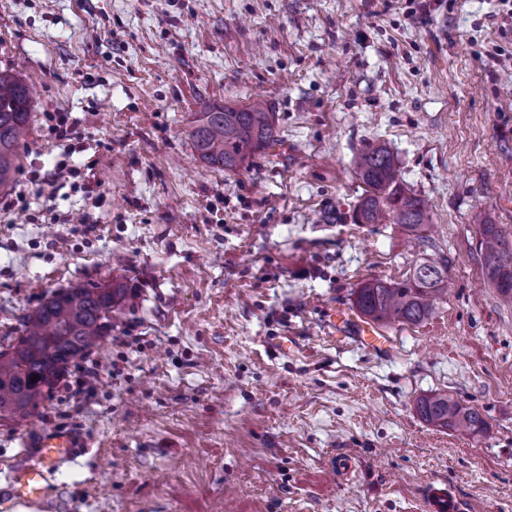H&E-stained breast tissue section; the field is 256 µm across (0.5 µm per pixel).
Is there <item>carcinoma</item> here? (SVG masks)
Returning a JSON list of instances; mask_svg holds the SVG:
<instances>
[{"label":"carcinoma","mask_w":512,"mask_h":512,"mask_svg":"<svg viewBox=\"0 0 512 512\" xmlns=\"http://www.w3.org/2000/svg\"><path fill=\"white\" fill-rule=\"evenodd\" d=\"M31 107L24 79L0 71V187L13 180L19 166L18 147L29 135ZM190 137L206 164L235 172L255 151L273 145L277 133L273 113L264 101L255 100L241 107L219 105L198 113ZM353 169L364 185L354 223L395 224L409 232L432 223L425 200L405 189L384 146L366 145L354 157ZM480 253L486 280L504 302L512 304V241L500 225H480ZM447 285L448 262L428 260L401 281L375 278L365 282L353 292V307L378 324L418 325L431 317ZM124 297L125 289L119 286L79 285L53 292L24 316L21 334L0 350V419L24 421L37 414L67 364L111 334L112 311ZM415 408L425 423L438 429H462L474 437L487 429L479 409L446 394L422 396Z\"/></svg>","instance_id":"obj_1"}]
</instances>
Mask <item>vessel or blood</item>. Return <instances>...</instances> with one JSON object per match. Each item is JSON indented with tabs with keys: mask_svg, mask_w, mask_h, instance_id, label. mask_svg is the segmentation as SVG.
Returning a JSON list of instances; mask_svg holds the SVG:
<instances>
[{
	"mask_svg": "<svg viewBox=\"0 0 512 512\" xmlns=\"http://www.w3.org/2000/svg\"><path fill=\"white\" fill-rule=\"evenodd\" d=\"M340 323L351 326L353 337L360 343L381 352L387 349L386 337L380 336L370 323L352 319L347 314L341 315ZM78 447L79 441L71 431L53 430L41 434L35 443L33 458L11 472L7 494L15 501L40 503L45 497L50 473L71 458ZM422 501L424 512H463L460 499L447 487L434 483L423 490Z\"/></svg>",
	"mask_w": 512,
	"mask_h": 512,
	"instance_id": "vessel-or-blood-1",
	"label": "vessel or blood"
}]
</instances>
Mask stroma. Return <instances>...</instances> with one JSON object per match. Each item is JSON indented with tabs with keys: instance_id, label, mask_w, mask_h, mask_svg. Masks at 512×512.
Returning a JSON list of instances; mask_svg holds the SVG:
<instances>
[{
	"instance_id": "1",
	"label": "stroma",
	"mask_w": 512,
	"mask_h": 512,
	"mask_svg": "<svg viewBox=\"0 0 512 512\" xmlns=\"http://www.w3.org/2000/svg\"><path fill=\"white\" fill-rule=\"evenodd\" d=\"M500 0H0V70L33 90L0 188V340L52 291L121 285L102 348L40 416L0 420V487L38 432L87 444L34 512H411L431 482L512 512V306L485 282L481 223L512 237V34ZM502 56L492 58V45ZM263 97L278 142L202 163L206 106ZM74 130L57 140V114ZM385 145L426 199L423 234L357 224L352 158ZM99 192L32 183L64 151ZM340 213L335 224L324 213ZM428 258L450 291L375 351L331 310ZM295 348L275 352L272 338ZM478 408L483 436L414 405ZM352 467L340 471L338 459ZM415 408L425 423L438 429H463L473 437L481 436L487 429V422L479 409L464 406L446 394L421 396Z\"/></svg>"
}]
</instances>
